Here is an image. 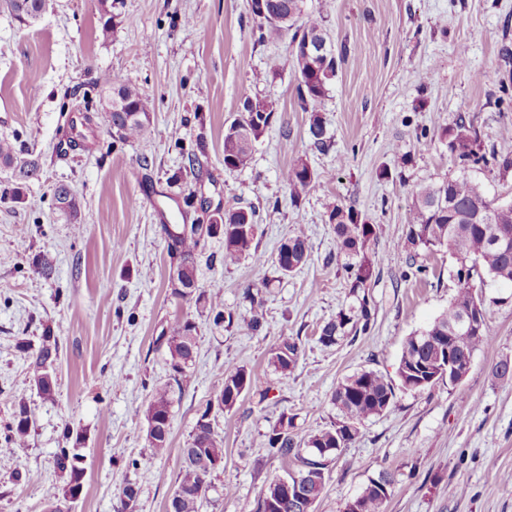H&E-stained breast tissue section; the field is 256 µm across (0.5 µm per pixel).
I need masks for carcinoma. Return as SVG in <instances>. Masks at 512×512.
<instances>
[{"instance_id":"1","label":"carcinoma","mask_w":512,"mask_h":512,"mask_svg":"<svg viewBox=\"0 0 512 512\" xmlns=\"http://www.w3.org/2000/svg\"><path fill=\"white\" fill-rule=\"evenodd\" d=\"M5 3L20 23L31 25L42 16L47 0H0ZM118 0H101L103 21L99 37L106 41L112 36L114 13ZM252 35L259 44L286 43L288 55L297 76L296 92L305 106L315 104L327 90V85L338 66L333 48L319 54L305 50L308 37L326 36L321 13L304 8V0H265V12H250ZM98 90L100 109L93 115L84 114L82 125H96L114 131L124 142H135L146 133L153 111L151 100L131 83H117L107 77L93 82ZM280 103L270 95L248 96L243 99L240 115L224 127V167L240 170L249 164L253 144L278 119ZM309 134L315 148L328 147L322 120L318 112L311 111ZM440 139L463 168L498 165L512 166L505 157L495 152H483L480 137L471 123L462 115L442 129ZM0 165L15 172L16 185L0 192V199L8 196L22 199V182L39 173L36 159H25L22 150L8 138H0ZM291 199L297 201L313 187L319 175L307 159L296 157L282 175ZM56 208L75 214L79 200L64 185L54 193ZM333 224L338 253L345 258L352 293H362L358 306L340 310L336 319L326 323L318 342L329 347L338 344L350 334L367 333L372 326L373 314L366 293L373 275V262L368 256V245L376 235V227L367 223L352 208L336 205L328 211ZM256 210L253 208L227 209L214 222L207 225V234L224 237V265L236 264L250 253L256 229ZM512 234V202L500 203L489 198L482 187L465 175L448 178L439 183L421 186L413 192L410 223L405 235L394 246L409 255L410 274L414 277L425 272L417 263L419 251L446 247L460 263L456 272L459 288L448 304V309L424 331L407 337L396 369V379L373 370H362L345 377L336 386L331 403L336 409V422L330 426L295 437L292 418L281 414L271 426L267 445L271 454L290 460L298 467L297 474L305 485L302 497H284L270 502L273 483H268L258 502V512H314L313 504L320 497L325 483L328 459L337 455L359 435L361 426L369 419L388 410L396 397L395 389L421 390L436 382L448 372L447 360L464 367L476 350L494 340L487 320V300L482 288L487 283L512 285V250L492 245L500 230ZM171 254L179 258L177 283L171 295L194 304L197 311L207 314L216 327L233 326V315H224V301L218 292L198 286L196 255L202 237L196 231L185 230L180 224H166ZM310 248L305 232L296 230L284 239L276 256L277 270L283 275L303 268L309 260ZM249 316L241 324L256 334L263 326L264 301L251 291L246 292ZM480 314L481 330L463 335L448 334L457 321L460 310L466 306ZM165 364L168 375L155 381L144 412L147 422L146 440L151 455L164 457L169 452L171 406L175 392L182 391L189 381L191 369L198 354L197 325L189 317L172 322L164 339ZM27 355L26 377L45 400L57 394L58 379L54 363L58 355V342L53 336L43 337L36 348L19 345ZM300 355L299 338L281 336L271 350L269 363L284 376L292 373ZM263 382L247 368L229 364L224 367V383L217 395L221 411L232 410L242 395L262 387ZM31 412L24 401L16 404L9 434L0 445V455L22 457L29 448ZM182 465L175 489L166 505V512H202L206 492L211 486L215 469L209 464L217 461L224 467V432L204 411L181 449ZM56 469L63 475V484L47 489L46 512H64L65 506L75 502L84 488L85 467L83 455L73 448H59L54 456ZM392 479L385 473L369 483L358 496L362 512H385L391 495ZM121 507L118 512H133L138 491L129 481H123Z\"/></svg>"}]
</instances>
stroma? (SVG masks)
Returning <instances> with one entry per match:
<instances>
[{
  "instance_id": "1",
  "label": "stroma",
  "mask_w": 512,
  "mask_h": 512,
  "mask_svg": "<svg viewBox=\"0 0 512 512\" xmlns=\"http://www.w3.org/2000/svg\"><path fill=\"white\" fill-rule=\"evenodd\" d=\"M321 13L340 58L317 102L329 141L315 149L309 114L285 44L261 45L251 33L249 0H120L108 41H100V0H48L42 17L21 25L0 7V138L38 156L24 203L0 200V439L15 404L31 411L30 446L19 459L0 456V512H44L45 491L62 484L52 465L65 431L80 437L84 488L71 512H114L122 480L138 489L134 512H166L180 471V450L234 363L263 376L268 391L244 394L218 413L224 467L212 476L203 512H256L265 486L286 465L267 449L280 414L303 435L333 424L331 395L362 369L394 377L404 339L426 328L455 295V256L421 253L422 279L405 278L406 252L393 243L410 219L412 191L468 176L486 194L512 201V168L462 169L441 142L457 115L469 117L484 150L512 159V108L496 103L512 87V0H307ZM277 63L275 77L256 73ZM430 73L420 81V73ZM109 76L135 85L154 103L146 136L120 141L95 129L92 140L64 150L69 115L96 111L84 101L91 83ZM271 95L277 121L256 143L250 164L224 167V125L244 97ZM408 153V165L399 156ZM197 157L187 185L168 177ZM307 157L319 179L291 200L282 174ZM344 167H337V157ZM389 178H381V169ZM67 185L80 202L77 218L54 206ZM353 207L377 225L369 245L374 265L371 330L326 347L321 328L354 301L327 207ZM255 207L253 241L267 260L225 266L224 241L207 239L198 255V284L220 291L225 312L247 315L246 290L260 291L265 327L216 328L194 305L171 295L178 260L167 250V224H203L209 213ZM311 257L293 275L274 263L279 243L297 228ZM47 256L50 277L31 270ZM488 322L494 342L475 352L457 386L440 379L423 390L397 391L390 409L368 420L326 475L315 512H344L369 479H393L386 512H512V377L495 374L512 359V289L491 284ZM191 315L199 349L192 377L171 407L168 455L151 456L143 410L152 383L166 375L157 342L175 318ZM59 346L55 400L39 397L26 378L20 343L39 346L45 333ZM297 337L294 372L268 365L280 336ZM36 473L19 482V470Z\"/></svg>"
}]
</instances>
